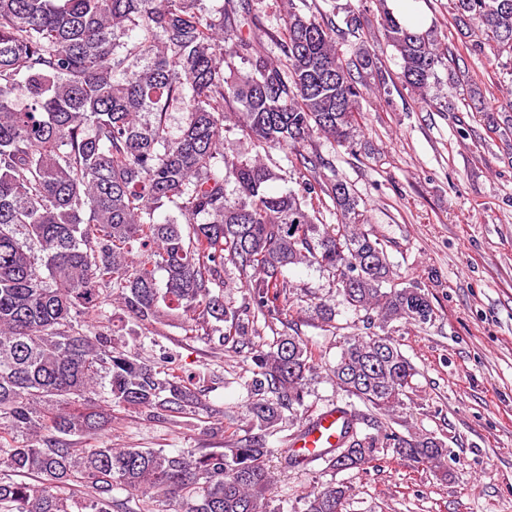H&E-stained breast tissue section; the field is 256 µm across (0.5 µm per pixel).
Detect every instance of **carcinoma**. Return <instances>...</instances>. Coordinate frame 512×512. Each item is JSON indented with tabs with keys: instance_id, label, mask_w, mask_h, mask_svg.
Instances as JSON below:
<instances>
[{
	"instance_id": "cac0c4a2",
	"label": "carcinoma",
	"mask_w": 512,
	"mask_h": 512,
	"mask_svg": "<svg viewBox=\"0 0 512 512\" xmlns=\"http://www.w3.org/2000/svg\"><path fill=\"white\" fill-rule=\"evenodd\" d=\"M378 2L402 83L426 92L448 68L437 34ZM301 3L263 30L282 54L273 63L244 33L248 0H224L217 18L202 0H0V512H271L266 436L309 410L322 368V350L297 334L267 350L254 341L258 320L270 328L293 311L288 266L331 273L371 328L432 320L422 288L393 285L355 191L307 151L316 137L361 144L362 100L390 94L384 77L367 83L381 58L340 49L360 15L347 11L341 28ZM451 3L467 49L512 61V0ZM230 115L260 147L292 151L299 190H269L279 175L259 156L224 151ZM164 206L176 215L158 219ZM325 210L338 223H323ZM230 266L246 277L238 307L214 292ZM114 298L135 326L185 318L226 351L249 349L250 433L235 447H76L112 422V406L207 409L191 383L114 343ZM328 371L344 416L336 446L308 461L282 448L283 469L340 472L382 455L445 467L441 440L389 425L416 374L392 337H343ZM347 501L348 486L326 482L303 512Z\"/></svg>"
}]
</instances>
